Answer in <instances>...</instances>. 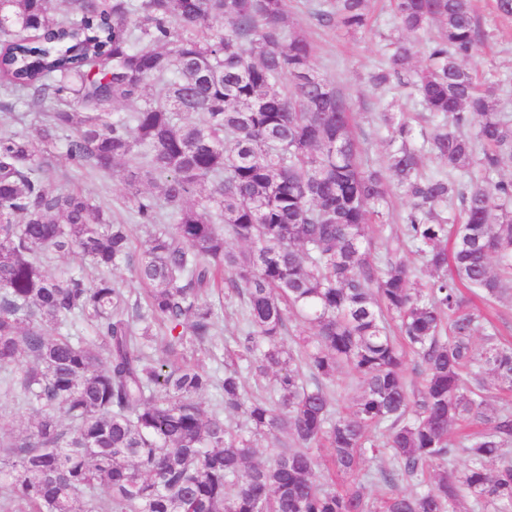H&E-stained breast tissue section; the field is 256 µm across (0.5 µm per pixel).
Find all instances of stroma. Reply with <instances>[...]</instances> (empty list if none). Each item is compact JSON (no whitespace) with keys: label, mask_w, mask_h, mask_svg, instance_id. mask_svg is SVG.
<instances>
[{"label":"stroma","mask_w":512,"mask_h":512,"mask_svg":"<svg viewBox=\"0 0 512 512\" xmlns=\"http://www.w3.org/2000/svg\"><path fill=\"white\" fill-rule=\"evenodd\" d=\"M372 28L361 33L324 29L315 25L308 12L307 0H288V24L303 30L314 45L313 66L326 80L346 95L352 112L351 125L370 164L382 165L388 149L389 128L385 114L404 113L417 116L422 107L408 89L378 88L369 81L370 74L385 61V38L393 31L389 0H373ZM481 27L488 37L470 60L478 80H502V106L512 113V20L498 16L492 0H477ZM53 187L74 186L91 197L112 219L129 221V203L125 185L119 176L99 172L56 175Z\"/></svg>","instance_id":"stroma-1"}]
</instances>
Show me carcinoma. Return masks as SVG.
Masks as SVG:
<instances>
[{
    "mask_svg": "<svg viewBox=\"0 0 512 512\" xmlns=\"http://www.w3.org/2000/svg\"><path fill=\"white\" fill-rule=\"evenodd\" d=\"M54 2L0 0V85L38 117L30 134L0 131V392L34 408L0 440V512H460L465 495L512 512V410L484 395L487 374L512 390V345L475 304L512 288V113L466 66L487 38L473 0H391L398 36L371 80L411 87L435 124L388 117L380 168L312 43L288 30L287 0ZM310 15L362 32L370 0ZM117 102L134 109L106 111ZM427 153L446 170L423 173ZM61 159L126 165L141 251L129 225L50 187ZM372 223L389 229L379 251ZM400 237L431 274L422 288ZM47 253L92 273L51 275ZM121 264L145 294L114 277ZM226 301L242 328L224 377L177 364L215 347ZM341 368L363 388L350 413ZM243 369L273 385L247 394ZM213 386L222 404L207 415L197 398ZM459 421L480 429L456 446ZM280 434L284 448L251 463ZM314 448L330 450L324 472ZM380 448L386 497L334 487Z\"/></svg>",
    "mask_w": 512,
    "mask_h": 512,
    "instance_id": "obj_1",
    "label": "carcinoma"
}]
</instances>
